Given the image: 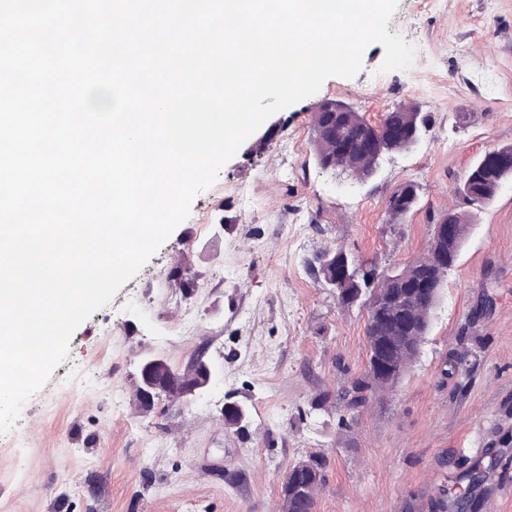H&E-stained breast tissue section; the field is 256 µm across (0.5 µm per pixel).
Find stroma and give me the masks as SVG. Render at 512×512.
Returning <instances> with one entry per match:
<instances>
[{
	"label": "stroma",
	"mask_w": 512,
	"mask_h": 512,
	"mask_svg": "<svg viewBox=\"0 0 512 512\" xmlns=\"http://www.w3.org/2000/svg\"><path fill=\"white\" fill-rule=\"evenodd\" d=\"M388 31L416 48L379 73L372 43L351 79L271 116L141 270L73 333L68 358L0 435V512H276L301 459L325 457L315 512H457L440 490L495 454L473 512H512V179L484 205L456 188L485 151L512 145V0H399ZM371 123L403 106L427 124L410 150L361 182L320 169L318 103ZM416 206L385 213L403 183ZM469 233L416 362L339 424L338 395L367 364V312L312 273L336 247L381 270L423 255L447 211ZM205 352L220 382L189 405L140 407L139 362L176 369ZM466 359L445 374L449 356ZM249 423L222 425L226 402Z\"/></svg>",
	"instance_id": "obj_1"
}]
</instances>
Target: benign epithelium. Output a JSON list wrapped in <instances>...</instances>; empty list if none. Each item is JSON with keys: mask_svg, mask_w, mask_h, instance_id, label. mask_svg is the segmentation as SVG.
Wrapping results in <instances>:
<instances>
[{"mask_svg": "<svg viewBox=\"0 0 512 512\" xmlns=\"http://www.w3.org/2000/svg\"><path fill=\"white\" fill-rule=\"evenodd\" d=\"M396 119H390L382 126L368 125L366 138L355 143L339 140V149L349 150L350 146L368 148L371 152L382 155L389 143ZM455 217L449 214L435 226L434 236L437 240L455 233ZM319 275L325 277L334 288L342 287L351 276L348 258L344 255H325L319 267ZM219 381L218 373L205 355H195L187 365L169 373V364L162 358H148L141 364L140 376L136 384L135 396L142 408L154 407L155 398L162 397L171 403H190L199 399ZM245 421L242 406L228 402L224 405L222 422L225 425H237Z\"/></svg>", "mask_w": 512, "mask_h": 512, "instance_id": "1", "label": "benign epithelium"}]
</instances>
